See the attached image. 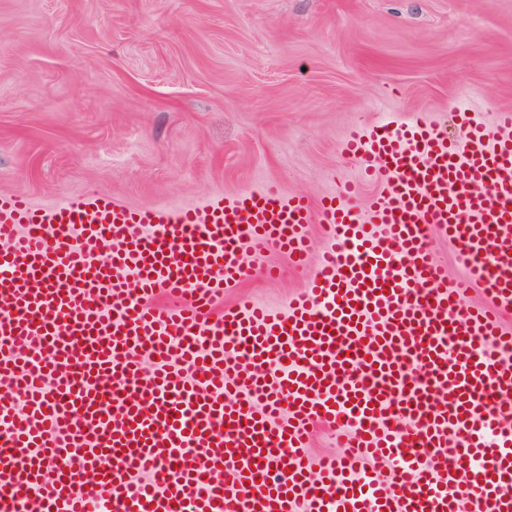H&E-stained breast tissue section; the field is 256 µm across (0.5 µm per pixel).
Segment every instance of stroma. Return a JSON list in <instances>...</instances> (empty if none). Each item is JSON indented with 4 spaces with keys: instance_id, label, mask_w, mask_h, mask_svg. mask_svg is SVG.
Wrapping results in <instances>:
<instances>
[{
    "instance_id": "stroma-1",
    "label": "stroma",
    "mask_w": 512,
    "mask_h": 512,
    "mask_svg": "<svg viewBox=\"0 0 512 512\" xmlns=\"http://www.w3.org/2000/svg\"><path fill=\"white\" fill-rule=\"evenodd\" d=\"M512 109V0H0V193L200 206L360 174L356 127ZM224 295L284 311L306 273Z\"/></svg>"
}]
</instances>
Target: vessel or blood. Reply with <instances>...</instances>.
I'll return each instance as SVG.
<instances>
[{"mask_svg": "<svg viewBox=\"0 0 512 512\" xmlns=\"http://www.w3.org/2000/svg\"><path fill=\"white\" fill-rule=\"evenodd\" d=\"M456 116L352 129L363 181L312 200L0 194V512H512V110ZM313 224L285 313L225 307ZM319 423L341 460L306 454Z\"/></svg>", "mask_w": 512, "mask_h": 512, "instance_id": "1", "label": "vessel or blood"}]
</instances>
